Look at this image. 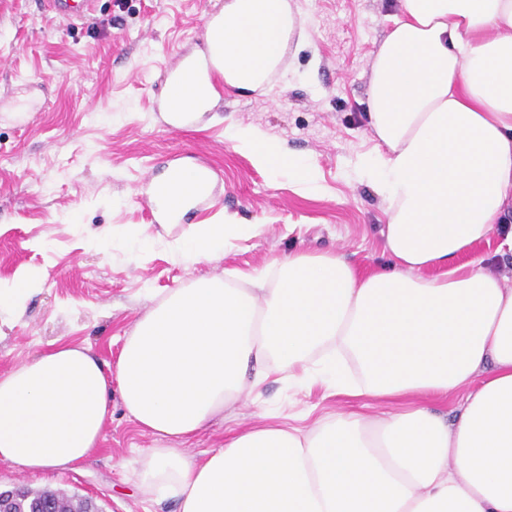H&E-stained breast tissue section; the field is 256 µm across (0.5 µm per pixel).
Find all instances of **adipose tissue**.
<instances>
[{"instance_id":"1","label":"adipose tissue","mask_w":512,"mask_h":512,"mask_svg":"<svg viewBox=\"0 0 512 512\" xmlns=\"http://www.w3.org/2000/svg\"><path fill=\"white\" fill-rule=\"evenodd\" d=\"M372 55L377 142L359 173L386 204L370 273L343 255L298 251L252 274L171 289L125 336L114 374L57 340L0 373V460L69 470L97 448L112 396L151 437L132 471L146 502L175 512H512V287L474 246L512 254V0H398ZM305 29L291 0H224V84L268 90ZM297 185L314 167L251 126L226 133ZM263 228L192 224L176 262L212 263ZM40 278L0 281V324ZM325 386L356 410L302 430L264 425L200 459L188 441L271 377ZM453 399L452 415L418 397ZM401 409L380 418L368 409Z\"/></svg>"}]
</instances>
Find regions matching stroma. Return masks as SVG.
<instances>
[{"mask_svg":"<svg viewBox=\"0 0 512 512\" xmlns=\"http://www.w3.org/2000/svg\"><path fill=\"white\" fill-rule=\"evenodd\" d=\"M308 43L266 94L220 88L213 108L188 128L162 110L163 69L178 52L198 51L205 18L224 0H94L86 18L48 14L41 0H0V280L41 276L40 290L0 326V372L31 360L53 341L84 343L113 362L136 319L169 289L225 270L251 273L296 250L336 252L369 269L380 263L381 198L358 174L375 153L365 100L371 54L397 12V0H295ZM252 125L313 163L317 186L258 166L226 142L232 125ZM189 154L214 170L212 211L193 224L232 217L259 224L261 236L237 243L215 263L176 262L170 242L182 232L155 224L149 179ZM127 225L156 239L134 264L123 244L91 247V233ZM262 398L280 422L348 410L316 385L269 380ZM241 401L182 444L189 459L229 435L260 424ZM151 439L112 401L103 440L75 469L38 473L0 461V488L22 483L92 498L102 512H174L136 495L129 465Z\"/></svg>","mask_w":512,"mask_h":512,"instance_id":"35a3bbf8","label":"stroma"}]
</instances>
